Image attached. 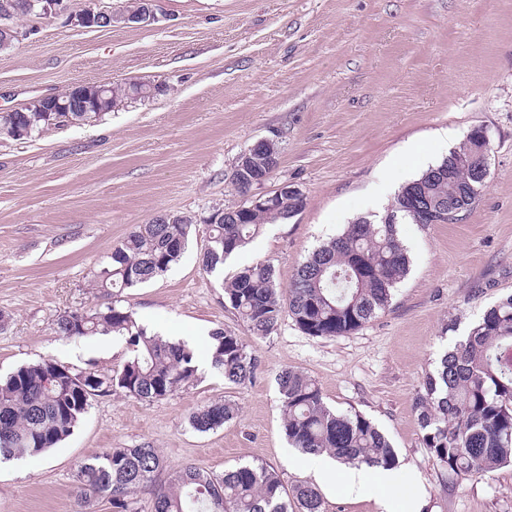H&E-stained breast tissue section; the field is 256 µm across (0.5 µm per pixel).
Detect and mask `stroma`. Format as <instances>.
<instances>
[{
    "label": "stroma",
    "mask_w": 512,
    "mask_h": 512,
    "mask_svg": "<svg viewBox=\"0 0 512 512\" xmlns=\"http://www.w3.org/2000/svg\"><path fill=\"white\" fill-rule=\"evenodd\" d=\"M87 2L27 22V38L0 53V112L105 79L165 92L90 126L0 138V374L45 359L120 368L123 341L67 340L53 322L108 302L92 283L113 244L171 213L195 224L183 259L122 298L142 324L196 351L199 377L153 402L119 390L96 398L56 448L0 464V512H76V466L103 448L151 445L171 468L263 464L286 486L313 482L283 426L277 377L287 368L388 437L422 512H512V466L454 481L425 447L415 410L447 347L512 294V0H157L146 26L70 23ZM476 127L491 147L485 186L454 223L398 224L410 266L384 313L331 339L288 316L267 337L246 331L225 279L261 260L287 288L315 247L390 208L401 185ZM261 138L281 154L254 194L288 183L304 207L206 273V220L242 203L232 171ZM217 328L257 357L251 384H227L211 368L207 334ZM224 399L238 407L234 420L190 427L192 411ZM374 474L363 468L361 484L324 493L325 512H406L404 496L375 489Z\"/></svg>",
    "instance_id": "stroma-1"
}]
</instances>
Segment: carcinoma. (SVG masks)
I'll list each match as a JSON object with an SVG mask.
<instances>
[{"label": "carcinoma", "mask_w": 512, "mask_h": 512, "mask_svg": "<svg viewBox=\"0 0 512 512\" xmlns=\"http://www.w3.org/2000/svg\"><path fill=\"white\" fill-rule=\"evenodd\" d=\"M26 0H0L13 18L37 15ZM162 92L150 82L110 84L108 98L90 112H0V137L27 140L52 128L90 125L134 95L150 99ZM480 144L467 134L461 146L418 178L400 186L391 210L416 224L409 199L435 206L450 201L470 205V186ZM252 162L232 184L241 194L250 180L270 177L269 147L249 151ZM304 207L303 193L282 192L277 209H228L221 223H209L202 268L214 273L240 250L261 226L287 220ZM194 224L175 216L173 224H136L112 247L108 262L96 273L93 287L112 296V302L90 310L68 311L54 322L57 335L67 339L109 335L125 340L129 355L116 373L104 375L94 365L74 371L53 360L21 366L0 380V461L36 456L73 434L94 398L117 388L141 401L160 400L197 379L199 365L185 343L150 334L136 312L121 303L124 290L157 279L177 265L185 253ZM407 250L396 227L384 219L367 224L358 220L339 236L321 245L298 267L287 289L277 287L273 268L263 262L243 267L224 282L232 308L251 335L266 337L288 313L298 327L316 338L349 334L391 304L394 287L408 271ZM210 364L224 381L244 387L256 377L259 363L240 337L223 328L211 332ZM281 412L292 447L304 454H328L345 464L392 467L397 455L386 436L357 412L329 409L316 383L284 369L278 377ZM416 411L425 446L448 474L464 479L512 465V294L500 298L444 353L436 371L426 378ZM237 415L230 401L207 405L189 417L190 426L207 432ZM166 470L158 449L104 448L85 458L76 470L77 500L81 506L105 499L112 512H135V496L149 488L154 512H324L318 489L307 483L291 487L263 465H242L215 475L185 464Z\"/></svg>", "instance_id": "1"}]
</instances>
